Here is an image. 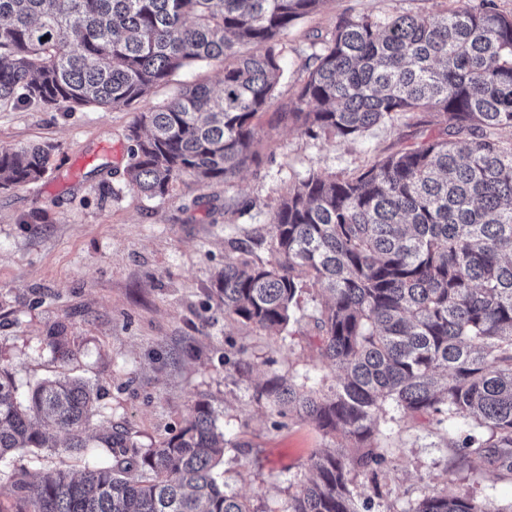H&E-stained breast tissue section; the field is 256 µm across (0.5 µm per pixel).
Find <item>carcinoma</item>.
<instances>
[{
  "instance_id": "cac0c4a2",
  "label": "carcinoma",
  "mask_w": 512,
  "mask_h": 512,
  "mask_svg": "<svg viewBox=\"0 0 512 512\" xmlns=\"http://www.w3.org/2000/svg\"><path fill=\"white\" fill-rule=\"evenodd\" d=\"M324 0H0V105L133 108L185 68L215 61L217 95L199 80L137 113L126 179L163 199L175 181L227 183L257 162V120L282 74L280 39ZM47 40H42V37ZM289 114L307 136L362 135L400 112L430 133L357 174L310 172L288 186L268 238H232L213 283L224 316L286 331L307 288L336 385L274 375L257 390L277 415L312 420L336 441L312 455L315 478L289 512H358V469L384 462L388 408L458 420L473 464L512 474V15L495 0L440 19L342 17ZM49 148L0 147V189L48 173ZM267 246L269 257L256 250ZM99 390L43 380L18 402L0 370V457L15 448L104 449L109 464L51 471L7 490L15 512H250L214 469L227 440L209 403L153 448L87 436ZM412 512H507L431 491Z\"/></svg>"
}]
</instances>
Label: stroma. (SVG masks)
I'll return each mask as SVG.
<instances>
[{
    "mask_svg": "<svg viewBox=\"0 0 512 512\" xmlns=\"http://www.w3.org/2000/svg\"><path fill=\"white\" fill-rule=\"evenodd\" d=\"M451 0H326L281 41L283 75L258 122L259 164L228 183L185 176L165 198L128 185V127L136 111L172 97L156 89L137 109L0 106V147L46 145L51 168L39 182L0 190V368L26 396L55 376L98 387L91 434L117 427L141 448L176 434L208 402L228 446L217 471L227 494L250 512H288L311 476L310 458L331 446L309 420L276 415L256 395L275 374L330 387L315 323L318 300L302 294L297 323L273 335L225 319L212 291L229 235H266L289 185L310 171L347 176L412 144L423 113L397 114L363 136L311 138L280 113L295 99L306 64L339 17L445 15ZM456 428L389 412L377 472L357 471V503L411 512L431 489L512 506V474L466 462ZM101 449L23 448L0 459V487L21 471L81 470Z\"/></svg>",
    "mask_w": 512,
    "mask_h": 512,
    "instance_id": "obj_1",
    "label": "stroma"
}]
</instances>
